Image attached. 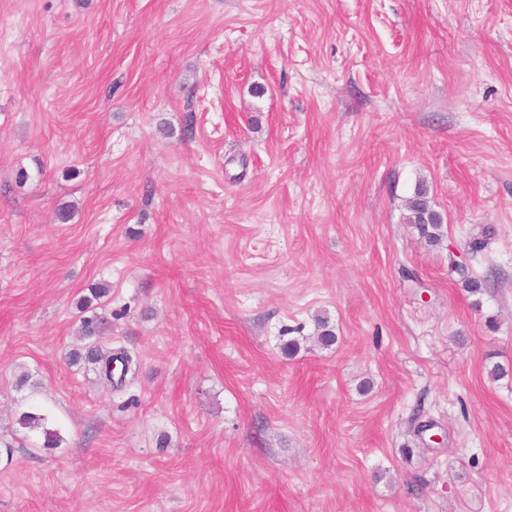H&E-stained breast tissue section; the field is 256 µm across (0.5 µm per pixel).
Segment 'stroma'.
Wrapping results in <instances>:
<instances>
[{
	"label": "stroma",
	"mask_w": 512,
	"mask_h": 512,
	"mask_svg": "<svg viewBox=\"0 0 512 512\" xmlns=\"http://www.w3.org/2000/svg\"><path fill=\"white\" fill-rule=\"evenodd\" d=\"M96 283L115 391L66 360ZM498 363L512 0H0V512H512ZM407 209L410 212L408 217L410 224H415L422 234L433 242L439 240V231L443 218L435 211L428 200V189L421 183L414 192V195L407 202ZM448 271L450 274L456 275L457 281L462 287L472 294L480 293L482 288L486 286L487 280H478L473 277L470 269L465 267L463 262H459L453 250L448 253ZM51 415L42 407L31 404L16 413V424L29 431H40L43 448H58L64 441L59 429L48 427Z\"/></svg>",
	"instance_id": "1"
}]
</instances>
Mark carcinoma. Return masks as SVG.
<instances>
[{
    "mask_svg": "<svg viewBox=\"0 0 512 512\" xmlns=\"http://www.w3.org/2000/svg\"><path fill=\"white\" fill-rule=\"evenodd\" d=\"M410 212L409 223L414 224L432 241L439 240V229L443 223L440 213L435 211L428 200V189L419 184L414 195L407 202ZM448 271L456 275L457 281L472 294H477L486 286V280H478L472 276L469 268L458 260L453 250H448ZM110 289L105 285L89 288V295L83 297L78 304L80 313V335L83 344L68 353L71 365L84 363L93 368L97 375L109 385L122 386L129 372L138 367L139 361L133 359L125 350H112L107 345L105 329L108 319L101 312L104 298ZM51 415L42 407L31 404L19 409L16 413V424L29 431H40L44 448H58L64 441L59 429L49 427Z\"/></svg>",
    "mask_w": 512,
    "mask_h": 512,
    "instance_id": "obj_1",
    "label": "carcinoma"
}]
</instances>
